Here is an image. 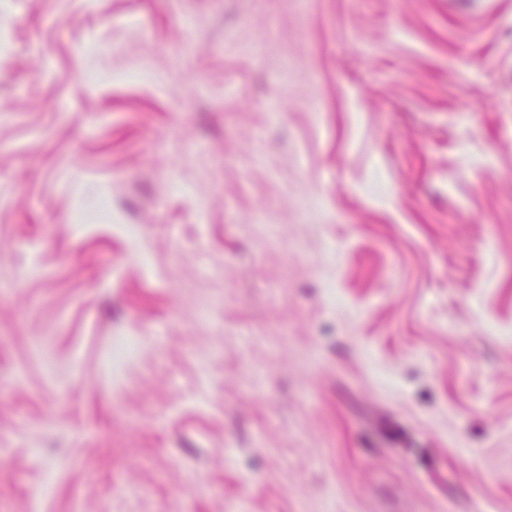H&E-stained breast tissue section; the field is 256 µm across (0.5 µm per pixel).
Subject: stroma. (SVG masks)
<instances>
[{"label": "stroma", "mask_w": 512, "mask_h": 512, "mask_svg": "<svg viewBox=\"0 0 512 512\" xmlns=\"http://www.w3.org/2000/svg\"><path fill=\"white\" fill-rule=\"evenodd\" d=\"M0 512H512V0H0Z\"/></svg>", "instance_id": "stroma-1"}]
</instances>
